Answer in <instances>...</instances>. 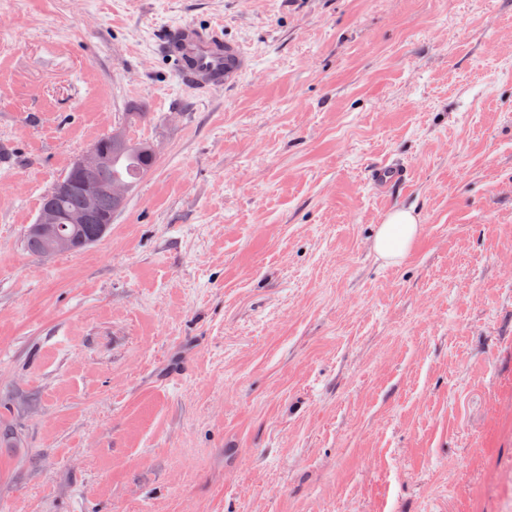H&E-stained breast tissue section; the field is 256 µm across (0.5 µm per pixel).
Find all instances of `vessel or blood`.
<instances>
[{
    "mask_svg": "<svg viewBox=\"0 0 512 512\" xmlns=\"http://www.w3.org/2000/svg\"><path fill=\"white\" fill-rule=\"evenodd\" d=\"M164 52L177 77L190 87L210 91L239 84L248 58L236 44L216 30L190 23L170 30Z\"/></svg>",
    "mask_w": 512,
    "mask_h": 512,
    "instance_id": "b4317fda",
    "label": "vessel or blood"
}]
</instances>
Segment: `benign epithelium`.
<instances>
[{"mask_svg": "<svg viewBox=\"0 0 512 512\" xmlns=\"http://www.w3.org/2000/svg\"><path fill=\"white\" fill-rule=\"evenodd\" d=\"M106 160V151L90 147L74 160L72 172L80 175L103 166ZM74 191L79 192L83 197L82 209L62 214L53 205L47 204L39 210L35 223L30 225L29 231L36 233L48 243L49 251L46 253L48 257L73 251L71 238L60 234L58 225L110 224L112 213L120 209L128 198V188L122 184L112 185L82 177L77 180L67 179L57 184L53 197L62 198ZM104 195L112 200V212L106 214L101 213L98 208L99 200Z\"/></svg>", "mask_w": 512, "mask_h": 512, "instance_id": "benign-epithelium-1", "label": "benign epithelium"}]
</instances>
